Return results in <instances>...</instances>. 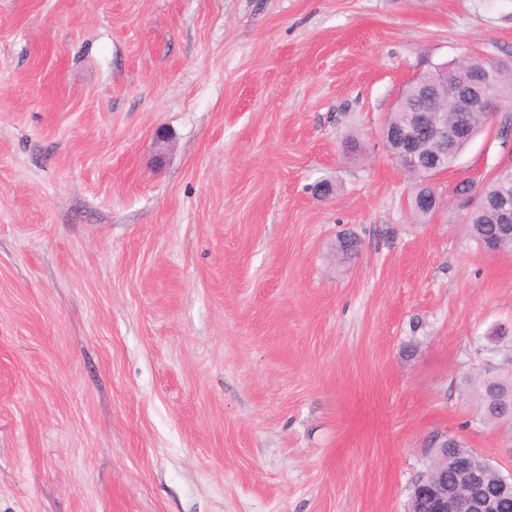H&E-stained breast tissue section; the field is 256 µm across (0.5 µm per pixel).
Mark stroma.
Returning a JSON list of instances; mask_svg holds the SVG:
<instances>
[{"label": "stroma", "mask_w": 512, "mask_h": 512, "mask_svg": "<svg viewBox=\"0 0 512 512\" xmlns=\"http://www.w3.org/2000/svg\"><path fill=\"white\" fill-rule=\"evenodd\" d=\"M462 56L512 0H0V512H408L444 432L512 471V255L455 192L512 149L418 218L382 139ZM478 395L489 412L507 415L512 412V376L484 378L478 384Z\"/></svg>", "instance_id": "stroma-1"}]
</instances>
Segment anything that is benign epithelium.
<instances>
[{
	"label": "benign epithelium",
	"instance_id": "1",
	"mask_svg": "<svg viewBox=\"0 0 512 512\" xmlns=\"http://www.w3.org/2000/svg\"><path fill=\"white\" fill-rule=\"evenodd\" d=\"M435 70L433 79L420 85L421 92L436 96L446 88L455 97L457 111L477 110L488 113L492 119L497 118L501 111L500 103L484 89L488 74L479 75L472 81L470 90L462 91L453 84L443 66L439 65ZM422 124L434 132L431 152L438 157L448 143L468 138L462 126L431 108L421 118L410 117L407 125L400 129L383 128V139L408 159L417 153L418 129ZM430 451V466L419 473L411 485V500L425 502L428 512H497L501 500L512 498V472L504 474L476 450L469 448L456 456L455 467L466 476V483L462 486L430 477L448 459V436H435L431 440Z\"/></svg>",
	"mask_w": 512,
	"mask_h": 512
}]
</instances>
